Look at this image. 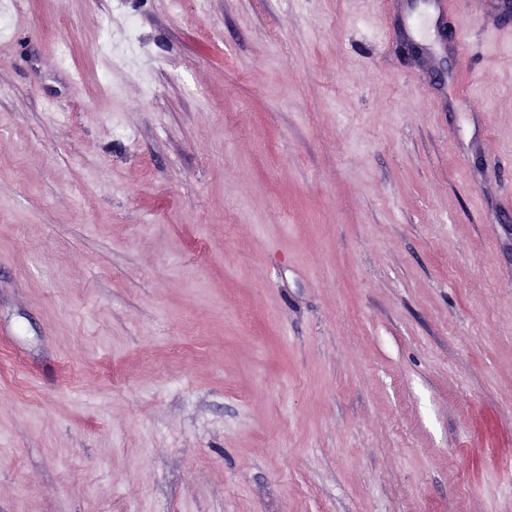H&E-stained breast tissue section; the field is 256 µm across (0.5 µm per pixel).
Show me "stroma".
<instances>
[{
  "label": "stroma",
  "instance_id": "obj_1",
  "mask_svg": "<svg viewBox=\"0 0 512 512\" xmlns=\"http://www.w3.org/2000/svg\"><path fill=\"white\" fill-rule=\"evenodd\" d=\"M446 2L0 0V512H512V43ZM136 23L132 16L124 17L123 31L118 35L112 30V21L105 26L103 37V51L115 59H122L136 51L137 46Z\"/></svg>",
  "mask_w": 512,
  "mask_h": 512
}]
</instances>
